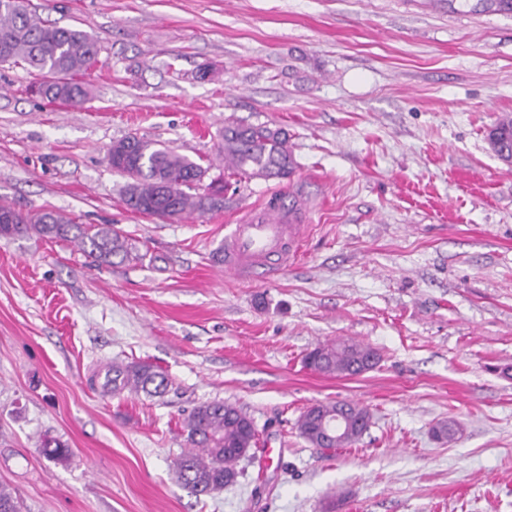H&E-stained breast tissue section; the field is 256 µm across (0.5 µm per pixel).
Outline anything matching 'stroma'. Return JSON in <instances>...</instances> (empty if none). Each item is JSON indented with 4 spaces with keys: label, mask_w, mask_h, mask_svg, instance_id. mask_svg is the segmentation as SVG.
I'll return each instance as SVG.
<instances>
[{
    "label": "stroma",
    "mask_w": 512,
    "mask_h": 512,
    "mask_svg": "<svg viewBox=\"0 0 512 512\" xmlns=\"http://www.w3.org/2000/svg\"><path fill=\"white\" fill-rule=\"evenodd\" d=\"M101 46L78 107L0 65V201L120 229L97 265L71 242L0 238V485L23 512H512V162L488 134L512 113V13L448 0H31ZM284 128L292 183L220 153L226 123ZM134 134L201 164L224 208L172 221L128 210L107 151ZM313 207L267 281L224 273L225 225L269 192ZM380 354L355 377L309 370L321 343ZM146 362L161 397L103 393ZM228 401L259 440L238 484L177 482L182 421ZM348 400L350 448L299 436L307 407ZM454 419L441 442L433 426ZM69 457L48 460L43 437Z\"/></svg>",
    "instance_id": "35a3bbf8"
}]
</instances>
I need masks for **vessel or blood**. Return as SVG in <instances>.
Returning <instances> with one entry per match:
<instances>
[{"mask_svg": "<svg viewBox=\"0 0 512 512\" xmlns=\"http://www.w3.org/2000/svg\"><path fill=\"white\" fill-rule=\"evenodd\" d=\"M300 211L264 201L230 225L214 255L225 272L251 280L280 274L296 255L305 233Z\"/></svg>", "mask_w": 512, "mask_h": 512, "instance_id": "vessel-or-blood-1", "label": "vessel or blood"}]
</instances>
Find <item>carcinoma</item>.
I'll return each mask as SVG.
<instances>
[{
  "mask_svg": "<svg viewBox=\"0 0 512 512\" xmlns=\"http://www.w3.org/2000/svg\"><path fill=\"white\" fill-rule=\"evenodd\" d=\"M474 11L512 13V0H460ZM98 41L77 27L47 23L35 10L16 0H0V64H26L40 72L44 81L38 93L51 101L69 105L85 102L88 91L76 81L97 62ZM508 142L511 152L496 154L512 160V121L498 119L489 132V141ZM221 152L228 166L242 174L265 170L281 179L291 176L295 166L288 151V133L267 125L228 124L221 133ZM112 169L133 179L125 189L124 203L136 213L164 219H178L184 214L207 213L224 208V198L217 193H196L205 169L185 155L136 135L112 143L108 151ZM35 234L42 239H62L99 265H112L114 259L128 257L125 239L110 225L78 224L54 210L24 214L9 205H0V238ZM380 360L370 346L354 341L318 345L305 357L306 367L329 375H358L372 369ZM168 377L149 364L107 366L102 389L119 394L128 389L150 397L164 395ZM347 408L341 431L331 448H348L363 436L370 421L369 410L357 403L343 401L318 404V413H301L296 429L311 445L320 448L323 434L317 415L336 412V405ZM183 432L188 449L175 461L179 485L195 496L210 495L237 482L236 464L257 444L258 431L251 418L229 402L199 405L184 418ZM41 452L47 458L64 461L70 450L55 438L42 441Z\"/></svg>",
  "mask_w": 512,
  "mask_h": 512,
  "instance_id": "cac0c4a2",
  "label": "carcinoma"
}]
</instances>
